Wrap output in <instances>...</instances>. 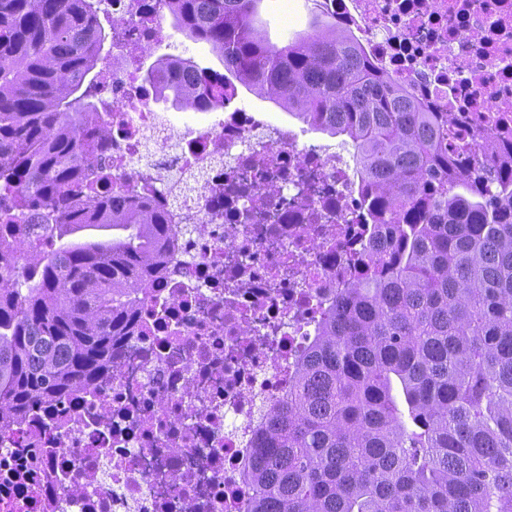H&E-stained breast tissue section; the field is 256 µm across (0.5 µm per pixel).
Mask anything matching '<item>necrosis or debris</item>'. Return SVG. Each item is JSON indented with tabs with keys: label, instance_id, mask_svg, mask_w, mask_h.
<instances>
[{
	"label": "necrosis or debris",
	"instance_id": "necrosis-or-debris-1",
	"mask_svg": "<svg viewBox=\"0 0 512 512\" xmlns=\"http://www.w3.org/2000/svg\"><path fill=\"white\" fill-rule=\"evenodd\" d=\"M158 0L121 17L96 97L112 132L103 166L207 225L157 282L110 378L0 431V512H246L241 473L260 413L378 229L356 163L304 144L290 120L224 105L177 129L143 89L134 44H159ZM359 55L424 108L512 143V0H316Z\"/></svg>",
	"mask_w": 512,
	"mask_h": 512
}]
</instances>
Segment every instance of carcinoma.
I'll list each match as a JSON object with an SVG mask.
<instances>
[{
  "mask_svg": "<svg viewBox=\"0 0 512 512\" xmlns=\"http://www.w3.org/2000/svg\"><path fill=\"white\" fill-rule=\"evenodd\" d=\"M261 0H161L241 85L318 130L348 136L363 198L388 235L340 289L288 394L263 410L244 471L247 512H512V151L470 167L472 143L371 75L336 21L277 47ZM104 0H0V221L41 210L59 246L0 251V428L92 389L135 334L180 231L138 196L98 194L108 129L86 98L120 19ZM157 95L186 110L224 96L186 79ZM114 231L107 241H66Z\"/></svg>",
  "mask_w": 512,
  "mask_h": 512,
  "instance_id": "carcinoma-1",
  "label": "carcinoma"
}]
</instances>
